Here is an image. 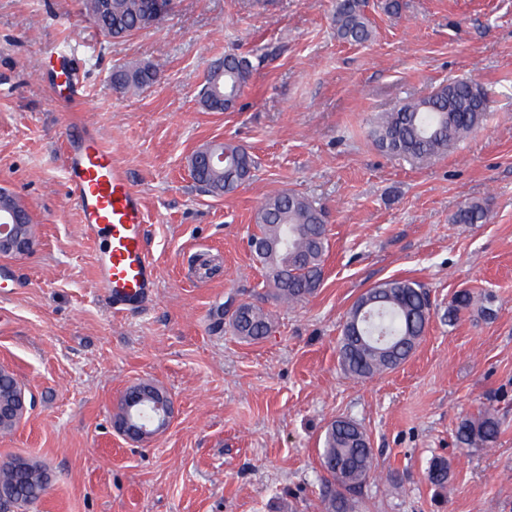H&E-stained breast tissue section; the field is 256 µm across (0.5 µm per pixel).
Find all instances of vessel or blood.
<instances>
[{"mask_svg": "<svg viewBox=\"0 0 512 512\" xmlns=\"http://www.w3.org/2000/svg\"><path fill=\"white\" fill-rule=\"evenodd\" d=\"M44 81L51 96L78 99L84 90L71 51L59 48ZM66 184L84 232L97 245L95 282L113 302L138 307L157 286L147 244L143 205L128 176L112 162V150L94 133L70 134L64 157Z\"/></svg>", "mask_w": 512, "mask_h": 512, "instance_id": "b4317fda", "label": "vessel or blood"}]
</instances>
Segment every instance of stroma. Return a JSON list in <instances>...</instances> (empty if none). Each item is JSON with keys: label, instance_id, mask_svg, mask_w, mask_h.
Wrapping results in <instances>:
<instances>
[{"label": "stroma", "instance_id": "obj_1", "mask_svg": "<svg viewBox=\"0 0 512 512\" xmlns=\"http://www.w3.org/2000/svg\"><path fill=\"white\" fill-rule=\"evenodd\" d=\"M335 0H175L158 26L105 38L79 0H0V189L36 226L28 255L1 257L0 367L33 407L0 432V461L31 457L47 494L31 512H322L320 437L339 416L366 430L377 460L362 512H512V0H371L374 38L339 40ZM76 56L82 99L52 103L39 76L47 47ZM230 52L254 70L230 112L198 91ZM150 62L160 79L119 92L113 66ZM487 88L483 127L424 165L381 152L368 122L440 84ZM112 149L144 205L158 275L154 299L118 312L95 284V247L66 193L62 146L77 127ZM253 155L252 179L214 197L190 158L211 141ZM292 190L327 212L321 288L269 302L259 343L216 326L267 286L248 238L257 209ZM470 201L486 223L457 224ZM393 277L430 292L427 332L398 369L355 380L337 342L347 311ZM474 295L455 325L443 313ZM172 401L169 425L136 441L114 425L131 385ZM504 421L490 447L459 449L461 418L484 405ZM452 463L446 497L428 460Z\"/></svg>", "mask_w": 512, "mask_h": 512}]
</instances>
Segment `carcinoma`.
<instances>
[{
    "mask_svg": "<svg viewBox=\"0 0 512 512\" xmlns=\"http://www.w3.org/2000/svg\"><path fill=\"white\" fill-rule=\"evenodd\" d=\"M96 28L107 38L121 41L157 22L146 16L142 0H112V8L93 18ZM336 36L347 43L365 44L372 38V26L365 0H336ZM253 62L249 55H224V69L210 67L200 90L199 103L209 112L224 111V90L240 96L249 82ZM159 70L150 63L123 64L112 70V85L119 92L140 89L157 81ZM490 99L484 86L458 79L439 86L429 96L407 100L390 112L375 115L369 136L382 151L417 164L429 163L445 154L486 121ZM224 147L227 160L223 170L210 174L191 169L201 190L213 196L235 192L252 177L255 160L242 145L232 141L213 143ZM487 209L479 201L461 206L453 216L456 224H483ZM256 231L249 238L255 261L264 271L269 291L254 301L239 303L228 320L233 333L259 342L273 329L272 313L265 302L273 298L301 303L316 294L324 280L328 247L325 210L311 198L283 191L268 199L255 217ZM473 302L468 290L457 291L448 302V323H453ZM432 316V302L425 286L410 279L394 278L362 293L347 312L337 344L339 364L357 380L369 379L401 366L425 335ZM133 385L121 397L115 421L120 425L137 419L146 425L156 418L155 408L170 400L163 390L149 386L150 399L138 412L126 407ZM21 390L15 374L0 367V402ZM501 421L492 407L461 419L456 430L461 448L488 447L497 442ZM322 469L327 474L321 492L323 512H360L363 490L374 470L371 441L356 421L339 417L323 430ZM429 484L444 492L452 477L447 457L430 458L426 467ZM12 487L17 500H40L50 479L43 466L15 457L0 468V485Z\"/></svg>",
    "mask_w": 512,
    "mask_h": 512,
    "instance_id": "1",
    "label": "carcinoma"
}]
</instances>
